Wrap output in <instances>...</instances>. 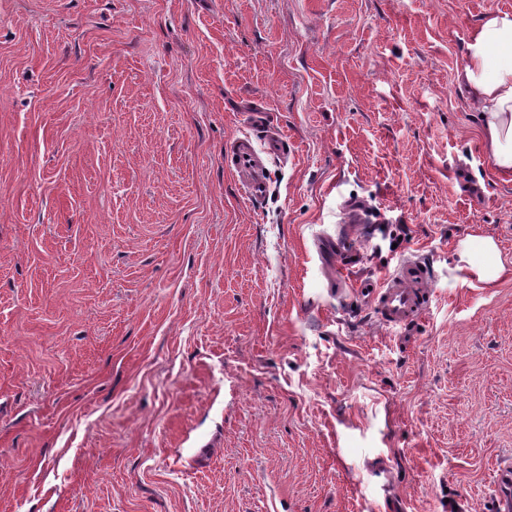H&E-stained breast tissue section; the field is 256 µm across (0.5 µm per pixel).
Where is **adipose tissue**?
<instances>
[{
  "label": "adipose tissue",
  "mask_w": 512,
  "mask_h": 512,
  "mask_svg": "<svg viewBox=\"0 0 512 512\" xmlns=\"http://www.w3.org/2000/svg\"><path fill=\"white\" fill-rule=\"evenodd\" d=\"M460 79L480 114L491 170L512 177V13L487 12L470 30ZM459 257L480 283L512 276V265L503 261L490 237H466Z\"/></svg>",
  "instance_id": "ef3b65f1"
}]
</instances>
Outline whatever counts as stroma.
Wrapping results in <instances>:
<instances>
[{
	"label": "stroma",
	"mask_w": 512,
	"mask_h": 512,
	"mask_svg": "<svg viewBox=\"0 0 512 512\" xmlns=\"http://www.w3.org/2000/svg\"><path fill=\"white\" fill-rule=\"evenodd\" d=\"M512 0H0V512H497L512 181L458 81ZM288 140L245 197L231 137ZM414 254L433 300L360 292ZM459 257L461 263L475 272L477 280L485 285L512 276V266L503 261L491 237L467 236L461 242ZM428 264L418 257L401 258L383 282L362 288L368 303L388 329L406 326L428 308L432 292Z\"/></svg>",
	"instance_id": "obj_1"
}]
</instances>
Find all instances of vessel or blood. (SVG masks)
Returning <instances> with one entry per match:
<instances>
[{
	"label": "vessel or blood",
	"instance_id": "1",
	"mask_svg": "<svg viewBox=\"0 0 512 512\" xmlns=\"http://www.w3.org/2000/svg\"><path fill=\"white\" fill-rule=\"evenodd\" d=\"M285 137L272 133L264 148H256L250 136L231 138L226 143L224 160L239 177L246 194L262 199L268 189L266 160L283 153ZM428 264L419 258H401L393 271L379 285L367 286L364 293L382 324L390 329L406 326L420 318L428 308L432 292ZM500 512H512V467H502L497 474Z\"/></svg>",
	"mask_w": 512,
	"mask_h": 512
}]
</instances>
